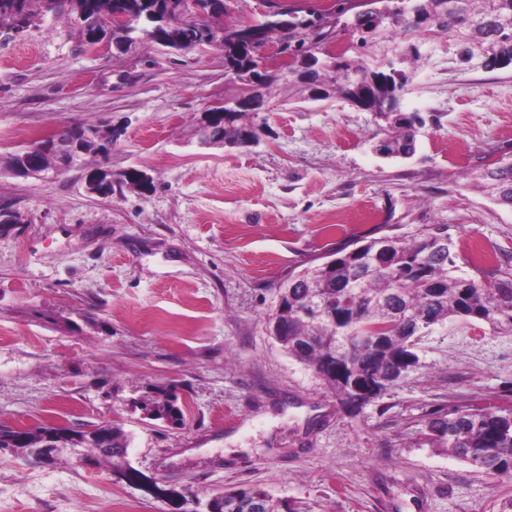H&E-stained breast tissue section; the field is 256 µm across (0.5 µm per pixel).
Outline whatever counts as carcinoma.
I'll list each match as a JSON object with an SVG mask.
<instances>
[{"label": "carcinoma", "mask_w": 512, "mask_h": 512, "mask_svg": "<svg viewBox=\"0 0 512 512\" xmlns=\"http://www.w3.org/2000/svg\"><path fill=\"white\" fill-rule=\"evenodd\" d=\"M181 0H0V29L26 31L47 17L66 16L82 42L112 43L126 51L134 35L148 30L157 17L169 20L182 48L224 43V69L236 71L244 88L254 87L260 99L281 78L284 68L270 70L242 38L244 26L226 24L221 15L181 23ZM386 0H365L364 18L351 23L356 49L373 52L401 28L417 31L412 15L430 18L429 28L456 33L490 58L512 50V0H411L409 7L391 9ZM353 10L351 0H337L336 9L313 18L295 10L275 11L254 24L262 40L279 36L283 51L294 62L326 55L340 18ZM125 14L130 23L114 28L108 18ZM310 82H338L336 93L354 106L376 112L387 124L381 139L394 157L415 149L421 117L405 112H377L398 98L407 83L401 70L370 71L346 59L334 70L309 72ZM478 187L498 204L512 208V161L485 169ZM468 259L456 251L445 227H423L407 237L384 234L358 251H338L337 266L320 264L300 271L282 289L278 310L268 318L280 346L307 365L346 404L359 407L382 397L418 364L417 341L433 327L457 318L484 323L491 335H512V288L500 279L488 282L468 276ZM144 414L183 425L178 397L165 393L140 403ZM426 437L438 448L491 476L512 472V408H455L428 419ZM91 453L96 461L123 466L129 439L117 424L70 428L61 425L12 427L0 424V448H9L27 462L31 449L45 435ZM206 512H311L293 500L276 499L259 486H243L209 499Z\"/></svg>", "instance_id": "cac0c4a2"}]
</instances>
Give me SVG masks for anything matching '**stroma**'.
<instances>
[{"instance_id": "35a3bbf8", "label": "stroma", "mask_w": 512, "mask_h": 512, "mask_svg": "<svg viewBox=\"0 0 512 512\" xmlns=\"http://www.w3.org/2000/svg\"><path fill=\"white\" fill-rule=\"evenodd\" d=\"M355 43L343 30L331 49L408 76L400 107L425 120L409 158L376 153V115L308 88L254 115L257 145L199 146L200 114L241 92L215 48L90 47L63 17L0 35V156L66 125L122 131L82 167L0 175V207L19 216L0 227V423L118 424L140 476L67 450L48 465L0 450V512H172L153 483L191 510L239 485L313 512H498L512 498V472L486 475L424 438L435 410L512 407V335L434 327L417 367L353 410L270 333L280 285L355 240L444 224L460 255L493 254L485 279L512 269V209L473 184L512 160V65L462 59L442 32L399 33L364 57ZM101 166L149 185L90 194ZM163 390L183 425L139 409Z\"/></svg>"}]
</instances>
